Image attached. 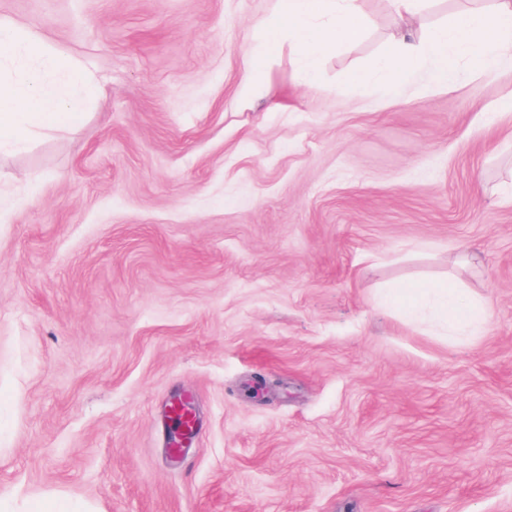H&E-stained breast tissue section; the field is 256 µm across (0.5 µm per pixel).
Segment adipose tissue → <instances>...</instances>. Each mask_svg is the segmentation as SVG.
<instances>
[{
	"label": "adipose tissue",
	"instance_id": "1",
	"mask_svg": "<svg viewBox=\"0 0 512 512\" xmlns=\"http://www.w3.org/2000/svg\"><path fill=\"white\" fill-rule=\"evenodd\" d=\"M279 13L286 18V26L261 25L247 53L251 67L243 78L244 94L262 89L258 66L270 56L273 43L284 38L291 41L302 63L304 80L313 86L319 80L322 58L337 44L356 43L366 23L360 0H280ZM452 51L470 58L477 69L512 61V0H495L489 14H461L452 29L436 30L426 38L409 30L399 33L363 78L378 84L385 97L396 100L426 62L431 66L433 82L445 86L456 76L454 66L448 63ZM25 56L38 62L25 79L0 77V148L23 147L29 134L45 129L47 122L59 123L78 115L97 92L81 66L47 48L35 29L0 18V64ZM423 305L432 307L446 328L460 335L489 323L479 301H462L460 289L438 282L417 292L404 313L414 317Z\"/></svg>",
	"mask_w": 512,
	"mask_h": 512
}]
</instances>
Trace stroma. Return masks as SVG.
<instances>
[{
	"label": "stroma",
	"instance_id": "stroma-1",
	"mask_svg": "<svg viewBox=\"0 0 512 512\" xmlns=\"http://www.w3.org/2000/svg\"><path fill=\"white\" fill-rule=\"evenodd\" d=\"M276 5L0 0L99 85L0 149V512H512V62L384 101L351 80L395 31L365 0L318 86L283 42L247 99ZM434 281L490 326L377 301ZM168 420L174 425L168 436L170 449L173 451L175 443L179 442L184 435H190L194 431L197 418L185 399L176 398L169 407Z\"/></svg>",
	"mask_w": 512,
	"mask_h": 512
}]
</instances>
